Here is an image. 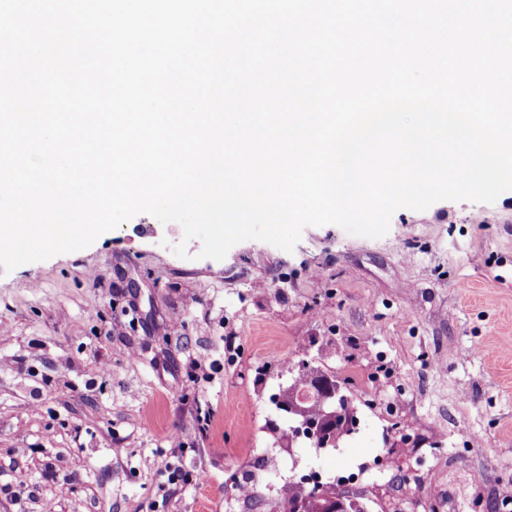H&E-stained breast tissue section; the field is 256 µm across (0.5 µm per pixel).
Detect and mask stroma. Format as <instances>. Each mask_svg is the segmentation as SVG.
Masks as SVG:
<instances>
[{
    "mask_svg": "<svg viewBox=\"0 0 512 512\" xmlns=\"http://www.w3.org/2000/svg\"><path fill=\"white\" fill-rule=\"evenodd\" d=\"M183 241L141 213L0 272V512H225L248 473L252 512H273L288 479L383 454L370 512H512V191L397 210L375 239L308 226L290 252L249 240L216 261L194 239L185 260ZM306 354L360 424L275 470L270 396ZM378 390L399 415L368 409ZM169 463L199 483L170 488Z\"/></svg>",
    "mask_w": 512,
    "mask_h": 512,
    "instance_id": "obj_1",
    "label": "stroma"
}]
</instances>
